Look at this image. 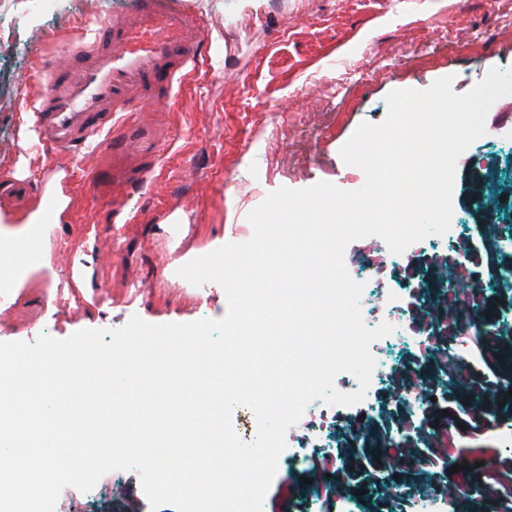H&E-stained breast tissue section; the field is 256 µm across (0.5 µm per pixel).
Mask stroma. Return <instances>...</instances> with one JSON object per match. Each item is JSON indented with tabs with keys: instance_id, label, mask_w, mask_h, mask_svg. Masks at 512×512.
<instances>
[{
	"instance_id": "stroma-1",
	"label": "stroma",
	"mask_w": 512,
	"mask_h": 512,
	"mask_svg": "<svg viewBox=\"0 0 512 512\" xmlns=\"http://www.w3.org/2000/svg\"><path fill=\"white\" fill-rule=\"evenodd\" d=\"M133 0H0V241L13 242L34 224L45 227L46 256L29 263L0 300V341H34L40 333L65 339L84 329H116L132 316L151 324L220 319L224 289L179 276L191 260L253 235L249 213L268 194L329 182L355 191L365 174L340 154L362 122L380 123L394 90L429 88L449 76L469 91L488 66L512 67V0H181L208 29L197 67L180 82L176 104L144 115V129L161 139L145 185L112 221L107 186L83 174L109 167L105 148L62 151L42 145L26 125L24 103L42 63L60 62L67 38L86 25L131 8ZM487 133L461 157L454 214L444 236H429L401 265H383L361 311L384 313L418 302L440 310V285H481V311L464 309L468 326L465 379L441 361L458 336L440 337L424 354L406 339L381 343L380 375L368 404L330 416L320 439L299 437L285 449L263 512H415L424 499L447 501V512H508L484 484V473L512 481V392L484 382L486 364L512 359V96L489 110ZM492 178L475 186V169ZM66 169L70 184L46 215L35 198L43 174ZM492 210L488 255L479 267L437 263L438 254L471 248L478 215ZM498 333H483L486 321ZM421 374L437 405L403 400L406 373ZM487 409L481 433H470L466 398ZM410 429L404 457L392 467L384 448ZM470 492L447 499L453 465ZM389 465V464H388ZM130 492L132 512H155L134 470L105 474L89 492L65 488L55 512H110L113 496Z\"/></svg>"
}]
</instances>
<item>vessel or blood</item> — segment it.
<instances>
[{"label":"vessel or blood","mask_w":512,"mask_h":512,"mask_svg":"<svg viewBox=\"0 0 512 512\" xmlns=\"http://www.w3.org/2000/svg\"><path fill=\"white\" fill-rule=\"evenodd\" d=\"M206 27L172 0H135L124 17L103 19L92 37L68 40L64 63L42 71L35 90L34 126L44 144L81 148L112 130V167L93 174L114 197L148 176L130 153L142 150L134 118L142 109H168L180 72L197 65ZM166 94H159V87Z\"/></svg>","instance_id":"b4317fda"}]
</instances>
